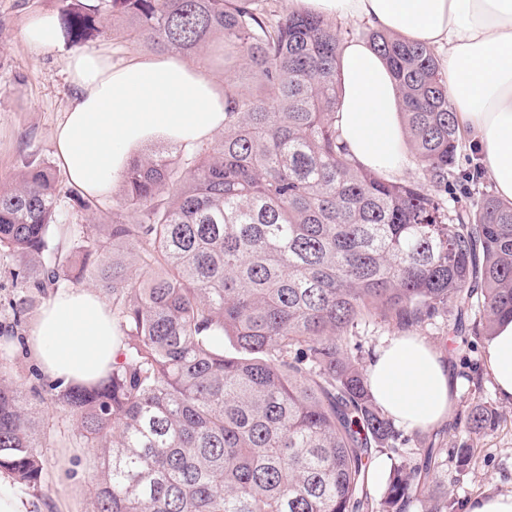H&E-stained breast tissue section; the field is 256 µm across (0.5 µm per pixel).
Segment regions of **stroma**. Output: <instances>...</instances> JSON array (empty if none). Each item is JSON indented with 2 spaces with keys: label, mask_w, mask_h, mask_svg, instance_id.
<instances>
[{
  "label": "stroma",
  "mask_w": 512,
  "mask_h": 512,
  "mask_svg": "<svg viewBox=\"0 0 512 512\" xmlns=\"http://www.w3.org/2000/svg\"><path fill=\"white\" fill-rule=\"evenodd\" d=\"M57 12V0H0V185L12 183L28 157L52 166L57 163L54 135L72 103L71 87L60 54L34 55L22 36L32 18ZM419 335L443 354L460 380L454 412L460 424L437 432H411L403 457L381 455L382 471L390 472L399 459L415 463L419 450L435 440L444 460L448 512H457L459 502L486 492L512 494V403L500 399L482 362L484 337L461 339L449 333L442 321ZM480 402L496 408L500 419L496 429L476 435L461 421ZM43 410L47 440L41 484L35 489L18 486L14 492L26 512H93V451L76 442L67 411L49 401ZM464 443L475 449L477 462L460 472L452 454Z\"/></svg>",
  "instance_id": "stroma-1"
}]
</instances>
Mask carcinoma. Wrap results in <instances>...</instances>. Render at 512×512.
<instances>
[{"instance_id":"carcinoma-1","label":"carcinoma","mask_w":512,"mask_h":512,"mask_svg":"<svg viewBox=\"0 0 512 512\" xmlns=\"http://www.w3.org/2000/svg\"><path fill=\"white\" fill-rule=\"evenodd\" d=\"M74 45L112 33L224 64V132L186 151L146 150L106 224L61 223L98 203L29 159L0 185V261L17 293L8 336L37 294L85 277L120 332L112 370L49 385L94 449L95 512H448L427 449L368 490L371 459L405 434L376 404L354 352L366 319L491 337L512 319V202L471 177L448 206L419 180L363 169L338 140L336 70L349 32L281 0H58ZM399 88L408 151L448 183L463 137L433 49L362 33ZM234 352L224 351V338ZM0 351V470L34 488L37 405ZM477 403L467 427H495ZM460 472L474 449H455Z\"/></svg>"}]
</instances>
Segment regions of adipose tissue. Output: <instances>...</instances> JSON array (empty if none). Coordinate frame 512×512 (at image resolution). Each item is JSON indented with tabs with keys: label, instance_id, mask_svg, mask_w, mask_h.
I'll return each mask as SVG.
<instances>
[{
	"label": "adipose tissue",
	"instance_id": "obj_1",
	"mask_svg": "<svg viewBox=\"0 0 512 512\" xmlns=\"http://www.w3.org/2000/svg\"><path fill=\"white\" fill-rule=\"evenodd\" d=\"M291 11L376 30L437 48L448 103L477 146L500 198L512 202V0H288ZM34 54L64 53L73 104L57 126L60 166L73 186L98 195L118 183L147 143L195 144L224 130V91L180 56L138 55L117 64L108 49L64 50L53 15L23 29ZM336 128L358 165L393 180L409 153L394 76L370 43L344 41L338 59ZM118 331L97 294L66 288L45 303L27 338L43 372L92 383L112 368ZM483 362L502 400L512 402V319L487 339ZM371 392L392 422L410 431L448 422L458 380L443 356L404 333L376 350Z\"/></svg>",
	"mask_w": 512,
	"mask_h": 512
}]
</instances>
